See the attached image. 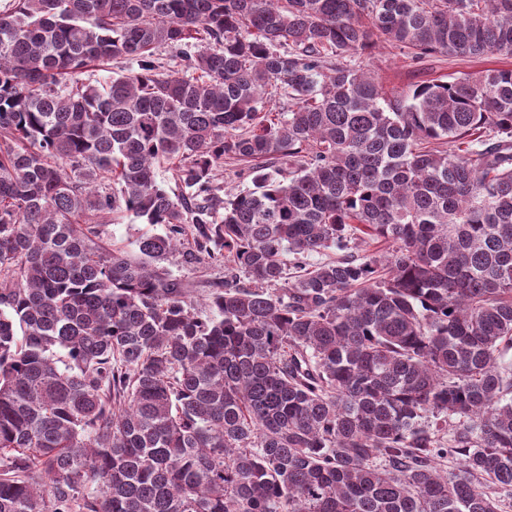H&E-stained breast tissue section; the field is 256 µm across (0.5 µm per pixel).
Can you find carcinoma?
<instances>
[{
    "label": "carcinoma",
    "instance_id": "obj_1",
    "mask_svg": "<svg viewBox=\"0 0 512 512\" xmlns=\"http://www.w3.org/2000/svg\"><path fill=\"white\" fill-rule=\"evenodd\" d=\"M381 42L512 57V0H7L0 512H497L512 69L387 98ZM118 210L167 232L110 249ZM175 257L224 259L210 318ZM215 174V185L221 187L220 194L224 198L251 186L250 171L246 165L224 163V167L219 168Z\"/></svg>",
    "mask_w": 512,
    "mask_h": 512
}]
</instances>
